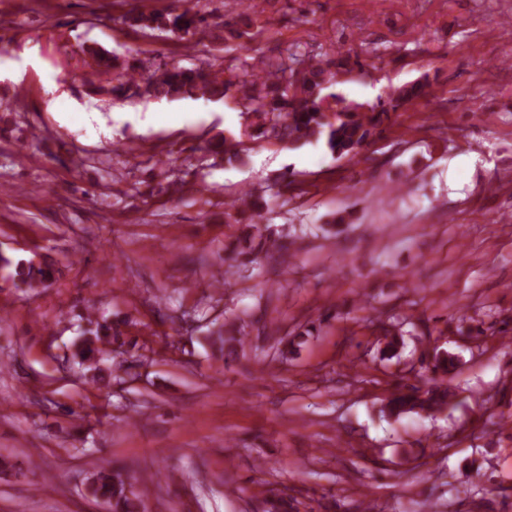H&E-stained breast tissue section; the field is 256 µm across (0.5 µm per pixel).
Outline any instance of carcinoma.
Wrapping results in <instances>:
<instances>
[{
	"label": "carcinoma",
	"instance_id": "carcinoma-1",
	"mask_svg": "<svg viewBox=\"0 0 512 512\" xmlns=\"http://www.w3.org/2000/svg\"><path fill=\"white\" fill-rule=\"evenodd\" d=\"M204 21V17L186 11L172 18L161 14H141L134 18L142 29H188ZM247 31H235L231 37L242 40L241 49L251 53L255 77L242 84L234 81L236 65L226 64L219 70L204 72L197 68L173 66L144 71L141 61L132 60L124 65L117 58L103 53H94L99 74L108 76L120 71V80L112 86V93L124 96L146 90L147 94L163 98L207 96L223 98L232 88L241 93L242 105L251 122L248 135L252 138L276 140L290 145L322 141L333 154L343 157L356 155L369 137L382 133L380 126L389 119V114L415 105L427 96L426 84L412 83L397 88L380 107H366L351 102L339 106L342 99L335 93H324L336 77L351 73L360 61L350 62V56L337 54L334 59L323 61L315 55L288 52L275 62H268L260 51L250 46ZM0 267L14 268L11 275L20 283L37 288L53 278L51 266H36L32 263H13L0 256ZM86 326L80 327V338L75 343L73 359L83 368L99 370L98 358L109 354V347L122 336L121 324L109 317L80 318ZM385 347L383 353L395 355L404 346L402 323H381ZM434 377L423 386H404L392 392L383 407V413L399 419L409 414H426L430 417L442 413L451 405L453 393L448 389L446 377L458 366L455 355L437 350L432 357ZM94 497L105 506L106 512H141L138 496L127 493V484L118 472L99 470L91 477Z\"/></svg>",
	"mask_w": 512,
	"mask_h": 512
}]
</instances>
